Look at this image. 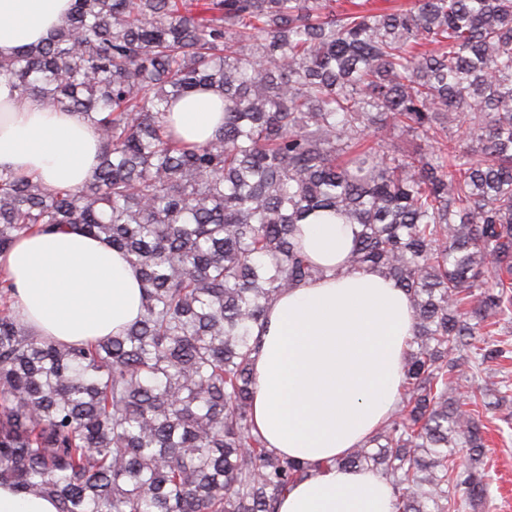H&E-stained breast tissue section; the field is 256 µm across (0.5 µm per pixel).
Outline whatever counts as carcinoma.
Instances as JSON below:
<instances>
[{
	"mask_svg": "<svg viewBox=\"0 0 512 512\" xmlns=\"http://www.w3.org/2000/svg\"><path fill=\"white\" fill-rule=\"evenodd\" d=\"M73 0L44 43L0 58L17 94L98 135L81 187L0 169V254L71 229L138 267L143 315L56 343L0 277V483L59 512H277L311 465L254 433L252 355L268 305L323 276L296 225L359 226L349 270L404 289L413 329L400 404L335 460L391 484L396 512H469L490 497L486 364L512 320V0ZM224 100L202 145L165 116ZM465 133L435 151L381 135Z\"/></svg>",
	"mask_w": 512,
	"mask_h": 512,
	"instance_id": "carcinoma-1",
	"label": "carcinoma"
}]
</instances>
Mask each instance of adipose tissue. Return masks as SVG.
Masks as SVG:
<instances>
[{
    "label": "adipose tissue",
    "mask_w": 512,
    "mask_h": 512,
    "mask_svg": "<svg viewBox=\"0 0 512 512\" xmlns=\"http://www.w3.org/2000/svg\"><path fill=\"white\" fill-rule=\"evenodd\" d=\"M71 0H0V54L45 40ZM224 101L198 91L167 117L186 141L203 143L224 125ZM101 143L75 114L21 101L0 80V168L52 187H77L92 173ZM357 225L329 213L298 226L305 253L324 275L280 294L253 354V423L268 447L305 461L313 473L280 500L278 512H394L389 483L335 460L374 435L399 402L411 337L407 293L375 270H345ZM37 334L80 344L123 330L142 314L136 266L101 239L67 230L21 238L0 254Z\"/></svg>",
    "instance_id": "adipose-tissue-1"
}]
</instances>
